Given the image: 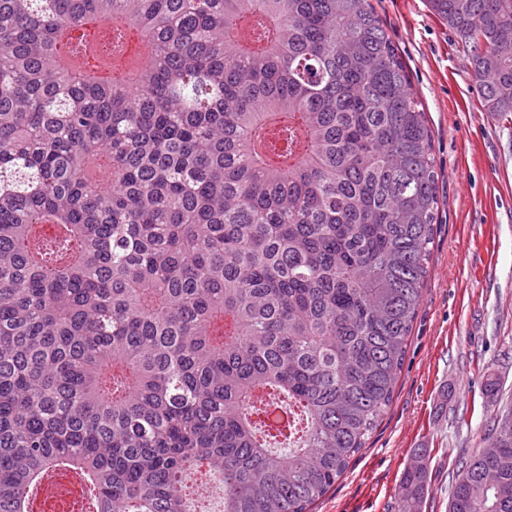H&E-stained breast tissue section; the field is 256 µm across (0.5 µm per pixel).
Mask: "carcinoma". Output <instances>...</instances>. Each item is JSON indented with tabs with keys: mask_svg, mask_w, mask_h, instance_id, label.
<instances>
[{
	"mask_svg": "<svg viewBox=\"0 0 512 512\" xmlns=\"http://www.w3.org/2000/svg\"><path fill=\"white\" fill-rule=\"evenodd\" d=\"M512 113V0H427ZM372 0H0V512H309L390 407L440 199ZM448 512H512V427ZM428 449L398 512H422ZM60 484L65 486L64 494L62 496L54 497L50 511L53 512H71V504L72 502L79 496L80 494V484L79 481L70 480L65 477L60 480Z\"/></svg>",
	"mask_w": 512,
	"mask_h": 512,
	"instance_id": "obj_1",
	"label": "carcinoma"
}]
</instances>
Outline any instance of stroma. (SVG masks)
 I'll return each mask as SVG.
<instances>
[{
	"instance_id": "35a3bbf8",
	"label": "stroma",
	"mask_w": 512,
	"mask_h": 512,
	"mask_svg": "<svg viewBox=\"0 0 512 512\" xmlns=\"http://www.w3.org/2000/svg\"><path fill=\"white\" fill-rule=\"evenodd\" d=\"M434 135L439 219L393 403L314 512H396L429 452L422 512H448L455 461L512 407V114L483 112L456 35L426 0H375ZM500 390L483 395L487 378Z\"/></svg>"
}]
</instances>
